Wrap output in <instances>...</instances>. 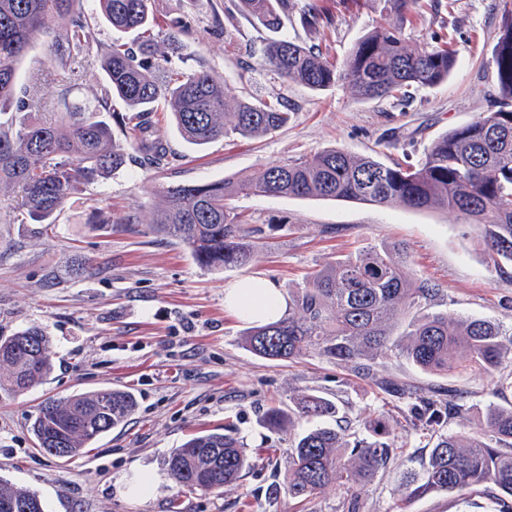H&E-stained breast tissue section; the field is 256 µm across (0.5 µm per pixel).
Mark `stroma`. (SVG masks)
<instances>
[{
    "label": "stroma",
    "instance_id": "1",
    "mask_svg": "<svg viewBox=\"0 0 512 512\" xmlns=\"http://www.w3.org/2000/svg\"><path fill=\"white\" fill-rule=\"evenodd\" d=\"M335 24L325 40L303 28L291 10L281 36L322 43L329 59H344L377 23L379 10L342 0H322ZM91 32L90 54L136 34L113 30L96 0H77ZM161 23L183 17L191 33L165 45L190 69L204 68L223 82L228 96L283 99L294 118L287 129L258 138H220L198 148L172 124L164 129L175 166L155 174L136 163L87 185L52 218L51 225L17 220L20 196L0 189V337L39 325L51 338L53 369L40 384L17 394L0 370V478L37 491L46 512H292L283 490L291 435L306 431L263 423L268 408L296 411L314 392L338 406L333 427L349 424L359 438L383 431L402 453L358 493L359 512H396L408 474L420 470L433 439L404 431L406 399L379 388V379L415 385L437 399L463 394L467 408L449 431L479 432L485 410L499 397L490 376L427 374L400 358L374 374L348 370L316 352L298 359L268 360L243 344L248 327L224 307V290L238 279L274 280L283 295L309 287L311 275L369 243L404 244L412 278L441 290L437 310L500 325L512 343V279L501 275L476 227L442 209L400 204L314 200L276 196L234 199L249 221L252 261L211 271L189 250L157 234L152 212L160 187L250 175L270 163L312 157L337 147L355 155L377 149L382 161L416 159L438 135L488 111L497 92L492 50L512 0H453L407 31L410 48L452 34L457 60L448 80L413 94L409 105L358 99L345 82L315 92L273 79L262 66L270 31L236 14L233 0H154ZM101 79L72 80L56 70L43 92L47 100L89 101ZM87 273L73 275L78 263ZM125 389L135 412L82 456L63 462L36 449L30 424L47 400L77 392ZM231 428L249 449L252 466L238 483L218 492L180 488L162 461L192 434ZM149 475V494L132 488ZM475 492L431 493L410 512H482Z\"/></svg>",
    "mask_w": 512,
    "mask_h": 512
}]
</instances>
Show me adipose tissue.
<instances>
[{
  "mask_svg": "<svg viewBox=\"0 0 512 512\" xmlns=\"http://www.w3.org/2000/svg\"><path fill=\"white\" fill-rule=\"evenodd\" d=\"M224 305L241 319L269 323L283 316L287 301L273 280L247 276L225 289Z\"/></svg>",
  "mask_w": 512,
  "mask_h": 512,
  "instance_id": "adipose-tissue-1",
  "label": "adipose tissue"
}]
</instances>
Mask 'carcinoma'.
I'll list each match as a JSON object with an SVG mask.
<instances>
[{"mask_svg": "<svg viewBox=\"0 0 512 512\" xmlns=\"http://www.w3.org/2000/svg\"><path fill=\"white\" fill-rule=\"evenodd\" d=\"M73 2L0 0V117L9 111L18 116L0 120V184L20 189V223H46L81 186L121 170L132 159L146 170L169 169L175 154L157 118L161 105L181 136L198 147L234 135L267 136L291 121L292 113L281 100L230 98L209 71L184 68L151 39L114 43L104 56L90 58V33L73 14ZM152 2L98 0V6L112 28L126 32L151 26ZM235 2L239 12L270 30L281 27L290 8V0ZM376 2L385 22L368 30L344 61H331L315 46L280 38L267 45L265 66L281 81H297L313 91L343 80L362 100L404 102L411 89L448 80L456 64L452 38L437 36L434 44L416 51L405 37L406 28L422 20L425 8L437 9L439 0ZM299 10L310 32L333 24L319 0H301ZM37 41L46 47L53 68L70 69L78 79L100 69V94L89 102L65 101L46 111L37 83H16L19 65ZM492 65L498 85L492 109L434 140L415 163L387 165L370 155L331 148L311 159L266 165L241 180L171 186L164 190L151 223L190 248L201 266L220 270L251 257L244 243L246 219L229 205L235 196L441 208L483 228L485 245L501 273L512 278V24L493 49ZM114 97L127 107L123 122L133 136L131 154L112 140V128L100 116ZM406 258L400 245H370L346 256L316 273L310 287L288 300V316L249 328L245 346L270 360H293L313 350L367 374L374 364L393 357L424 372L450 376L499 373L511 364L512 348L503 344L495 324L432 310L439 289L426 280H411ZM2 367L16 392L40 383L53 368L50 336L32 325L1 337ZM396 392L412 400L414 430L437 434L422 471L407 477L403 501L432 492L476 490L486 500L484 512H512V402L487 411L483 433L462 437L439 433L465 416L460 396L432 400L408 385ZM136 405L128 391L76 393L45 402L31 432L46 454L52 448L68 449V461L120 425ZM298 413L323 419L334 416L336 406L307 393L300 398ZM401 452L380 438L349 444L332 428L311 429L288 448L285 494L297 508L335 485L350 492L347 512H358V491ZM163 465L182 487L218 491L239 481L251 460L232 435L208 432L193 435ZM5 500L18 506L16 512H45L37 492L0 480V503Z\"/></svg>", "mask_w": 512, "mask_h": 512, "instance_id": "cac0c4a2", "label": "carcinoma"}]
</instances>
